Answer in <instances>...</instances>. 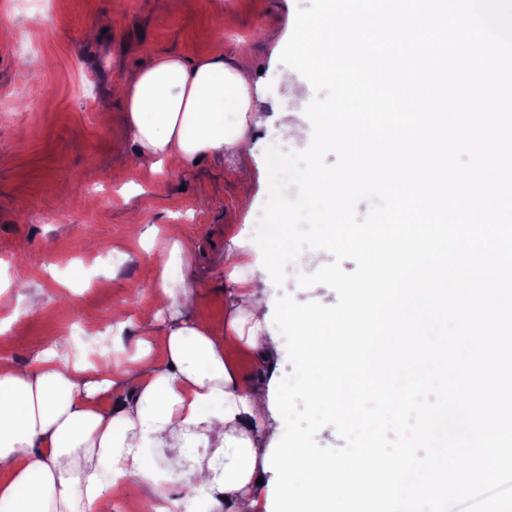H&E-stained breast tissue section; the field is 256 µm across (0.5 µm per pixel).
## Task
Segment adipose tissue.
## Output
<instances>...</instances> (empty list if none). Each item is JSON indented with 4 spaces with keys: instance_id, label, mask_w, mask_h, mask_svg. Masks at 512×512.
Returning a JSON list of instances; mask_svg holds the SVG:
<instances>
[{
    "instance_id": "adipose-tissue-1",
    "label": "adipose tissue",
    "mask_w": 512,
    "mask_h": 512,
    "mask_svg": "<svg viewBox=\"0 0 512 512\" xmlns=\"http://www.w3.org/2000/svg\"><path fill=\"white\" fill-rule=\"evenodd\" d=\"M247 66L169 53L142 68L123 88L138 160L187 170L198 159L245 153ZM165 242L155 306L129 361L87 362L60 336L37 365L0 360V512H109L129 478L157 496L184 481L211 505L257 512L266 402L259 383L225 364L224 342L246 339L268 361L261 305L242 279L222 321L201 318L193 251L175 224ZM152 448L170 449L164 465L149 458Z\"/></svg>"
}]
</instances>
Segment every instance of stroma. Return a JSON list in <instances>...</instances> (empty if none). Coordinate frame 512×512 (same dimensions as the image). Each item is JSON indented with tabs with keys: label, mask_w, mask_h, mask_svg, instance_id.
Segmentation results:
<instances>
[{
	"label": "stroma",
	"mask_w": 512,
	"mask_h": 512,
	"mask_svg": "<svg viewBox=\"0 0 512 512\" xmlns=\"http://www.w3.org/2000/svg\"><path fill=\"white\" fill-rule=\"evenodd\" d=\"M0 0V357L35 364L47 341L69 336L87 360L135 352L140 311L155 295L160 230L178 224L206 280L199 315L219 319L243 272L266 301L273 357L260 364L244 343L224 360L260 380L275 398L292 372L272 319L284 296L334 305L325 285L300 287L308 266L293 262L283 284L263 265L253 235L268 200L265 153L301 151L311 142L305 109L315 96L283 86L280 54L298 9L310 0ZM194 61L248 57L252 70L247 159L225 153L191 171L139 164L118 88L159 55ZM302 129L282 138L283 123Z\"/></svg>",
	"instance_id": "stroma-1"
}]
</instances>
